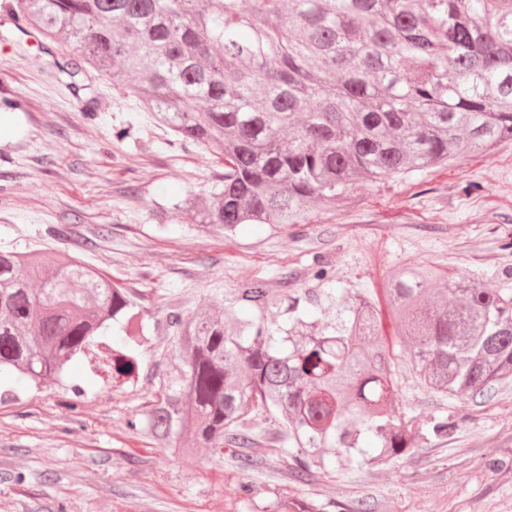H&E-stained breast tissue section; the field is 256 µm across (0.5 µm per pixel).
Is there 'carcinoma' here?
Instances as JSON below:
<instances>
[{"instance_id":"cac0c4a2","label":"carcinoma","mask_w":512,"mask_h":512,"mask_svg":"<svg viewBox=\"0 0 512 512\" xmlns=\"http://www.w3.org/2000/svg\"><path fill=\"white\" fill-rule=\"evenodd\" d=\"M17 30L63 40L126 85L177 139L224 157L220 191L175 206L230 236L278 231L367 184L512 141V0H10ZM385 305L344 288L277 293L262 281L215 312H166L159 395L128 421L172 454L229 448L242 471L255 412L305 482L375 467L454 413L398 411L399 364L429 392L472 400L512 378V292L434 263L388 277ZM394 328L391 342L383 317ZM153 341L137 296L62 250L0 251V378L40 386L93 346L115 379Z\"/></svg>"}]
</instances>
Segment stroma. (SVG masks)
Segmentation results:
<instances>
[{
  "instance_id": "stroma-1",
  "label": "stroma",
  "mask_w": 512,
  "mask_h": 512,
  "mask_svg": "<svg viewBox=\"0 0 512 512\" xmlns=\"http://www.w3.org/2000/svg\"><path fill=\"white\" fill-rule=\"evenodd\" d=\"M0 0V248L56 245L50 228L69 225L66 247L112 285L136 292L147 325L165 310L217 308V295L262 280L302 290L320 285L318 269L352 291L383 287L389 272L432 261L486 288L512 291V141L449 167L359 189L353 203H329L278 232L243 225L227 236L175 221L172 207L208 195L222 158L176 140L111 80L68 77L54 60L63 43L24 45ZM478 185L469 194L465 185ZM168 349L157 336L136 379L119 384L106 355L91 349L47 386L17 387L0 400V512H279L300 499L325 512L365 501L371 512H512V382L478 402L426 392L404 374L398 410L420 419L467 411L447 440L422 442L372 469L348 468L309 482L293 480L277 457L279 428L262 422L250 448L254 471L232 456L200 448L172 456L127 421L157 393ZM85 394L70 409L73 385ZM494 455L500 470L476 468ZM252 492L242 495L241 483Z\"/></svg>"
}]
</instances>
